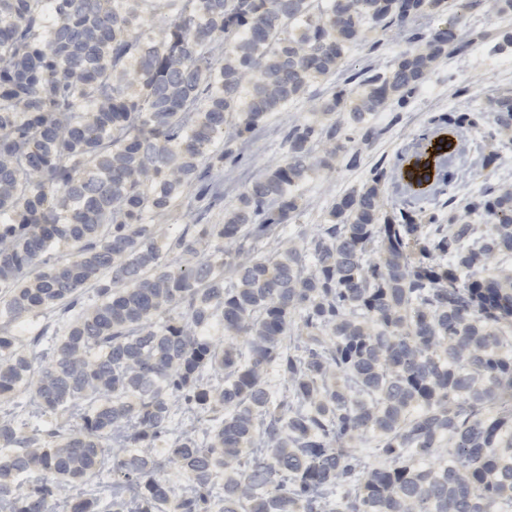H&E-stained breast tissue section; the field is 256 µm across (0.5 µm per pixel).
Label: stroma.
Instances as JSON below:
<instances>
[{"mask_svg": "<svg viewBox=\"0 0 512 512\" xmlns=\"http://www.w3.org/2000/svg\"><path fill=\"white\" fill-rule=\"evenodd\" d=\"M457 21L463 34L471 39L470 49L463 54L440 57L430 69L420 90L409 102L399 108V119L390 122L388 112L378 113V123L386 125V133L371 143H362L357 127L344 122L343 133L351 139L353 150L360 154L357 167L346 165L344 156H337L331 168L323 170L303 183L298 192L303 205L292 213L287 223L279 225L271 244L259 245V253L269 248L283 249L290 245L303 246L315 225L325 223L329 206L339 196L361 186L373 176H380L379 211L391 217L404 210L421 215H436L439 223H447L450 212L443 202L448 195L467 201L479 196L490 184H512V134L501 131L492 122L496 101L512 96V68L487 70L474 67L477 57L490 60L504 59L496 50L492 33L512 27V17H503L489 11H478L463 16L454 11L436 12L418 16L407 26L385 33H368L366 40L354 44L335 74L315 82L307 92L288 108L269 113L267 118L243 135L230 137L231 155L214 162L211 168L209 191L205 202L208 210L196 215L193 196H186L178 205L156 217L161 237L173 236L185 224H220L224 215L238 203L240 195L250 186L260 170L280 163L288 151V129L291 125L316 117L318 104L332 93L346 89V79L368 65L391 67L393 61L408 47L411 30L437 28ZM476 106L483 112L472 132L477 138L483 158L488 164L471 181L455 179L431 180L425 191L409 186L405 175L408 159L426 142H438L439 134L433 123L435 116L445 112H461L467 106ZM84 407L69 406L64 412H44L30 395L14 400H0V420L23 418L36 425L42 422H79Z\"/></svg>", "mask_w": 512, "mask_h": 512, "instance_id": "1", "label": "stroma"}]
</instances>
